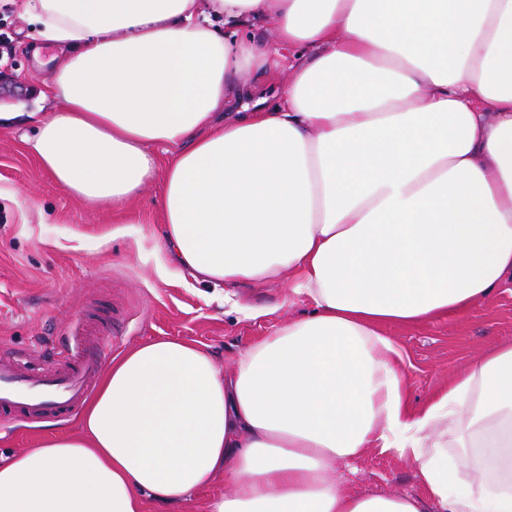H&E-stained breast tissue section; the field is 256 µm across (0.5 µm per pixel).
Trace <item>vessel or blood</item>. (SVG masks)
Here are the masks:
<instances>
[{
  "label": "vessel or blood",
  "instance_id": "obj_1",
  "mask_svg": "<svg viewBox=\"0 0 512 512\" xmlns=\"http://www.w3.org/2000/svg\"><path fill=\"white\" fill-rule=\"evenodd\" d=\"M106 349L105 337L90 333L77 343L65 340L61 358L34 367L0 348V419L74 415L99 377Z\"/></svg>",
  "mask_w": 512,
  "mask_h": 512
}]
</instances>
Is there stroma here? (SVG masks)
I'll return each instance as SVG.
<instances>
[{
  "instance_id": "obj_1",
  "label": "stroma",
  "mask_w": 512,
  "mask_h": 512,
  "mask_svg": "<svg viewBox=\"0 0 512 512\" xmlns=\"http://www.w3.org/2000/svg\"><path fill=\"white\" fill-rule=\"evenodd\" d=\"M29 27L9 8L0 9V34L11 40L0 52V105L32 102L62 58L46 46L33 58ZM270 49L266 67L252 71L247 86L278 102L304 48H278L261 24L243 28ZM161 182L120 210L93 208L59 187L21 140L20 130L0 127V346L29 352L47 364L53 336L100 331L112 340L109 357L138 344L175 337L206 346L223 370L242 349L281 323L304 317L307 298L288 283L203 287L156 248L161 222ZM258 310L243 319L239 306ZM384 333L405 359L406 397L426 402L460 369L489 349L512 343V290L476 304L459 317L424 325H391ZM81 416L40 423H0V456L42 447L59 434H74ZM347 481L355 491L389 495L415 490L412 462L370 449Z\"/></svg>"
}]
</instances>
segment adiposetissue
Listing matches in <instances>:
<instances>
[{
  "mask_svg": "<svg viewBox=\"0 0 512 512\" xmlns=\"http://www.w3.org/2000/svg\"><path fill=\"white\" fill-rule=\"evenodd\" d=\"M10 2L67 52L22 136L41 168L114 209L161 180L158 246L197 284L288 280L312 310L228 372L194 342L133 347L79 433L0 462V512H144L219 473L210 512H512V345L415 407L382 333L512 285V0ZM251 22L312 54L282 104L222 122L269 60ZM369 448L415 491L352 492L337 471Z\"/></svg>",
  "mask_w": 512,
  "mask_h": 512,
  "instance_id": "1",
  "label": "adipose tissue"
}]
</instances>
